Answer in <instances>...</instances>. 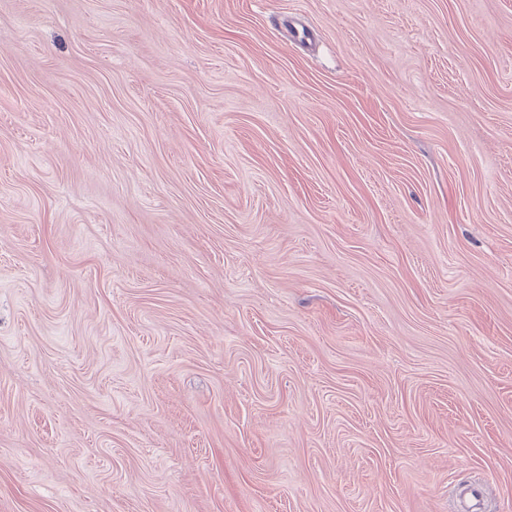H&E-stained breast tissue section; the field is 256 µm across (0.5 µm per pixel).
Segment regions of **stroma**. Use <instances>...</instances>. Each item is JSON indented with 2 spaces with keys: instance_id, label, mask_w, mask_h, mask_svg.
Segmentation results:
<instances>
[{
  "instance_id": "stroma-1",
  "label": "stroma",
  "mask_w": 512,
  "mask_h": 512,
  "mask_svg": "<svg viewBox=\"0 0 512 512\" xmlns=\"http://www.w3.org/2000/svg\"><path fill=\"white\" fill-rule=\"evenodd\" d=\"M484 479L512 512V0H0V512Z\"/></svg>"
}]
</instances>
